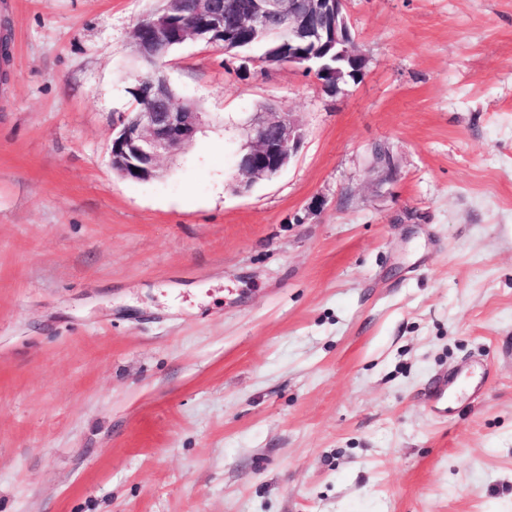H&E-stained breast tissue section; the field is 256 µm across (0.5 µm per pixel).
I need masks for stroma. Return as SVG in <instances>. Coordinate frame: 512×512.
Segmentation results:
<instances>
[{
	"instance_id": "stroma-1",
	"label": "stroma",
	"mask_w": 512,
	"mask_h": 512,
	"mask_svg": "<svg viewBox=\"0 0 512 512\" xmlns=\"http://www.w3.org/2000/svg\"><path fill=\"white\" fill-rule=\"evenodd\" d=\"M160 4L0 0V512H512V0H347L333 92L186 41L203 124L130 180ZM269 107L303 143L237 192Z\"/></svg>"
}]
</instances>
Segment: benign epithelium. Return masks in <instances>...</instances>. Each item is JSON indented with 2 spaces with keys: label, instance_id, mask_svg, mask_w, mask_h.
<instances>
[{
  "label": "benign epithelium",
  "instance_id": "1",
  "mask_svg": "<svg viewBox=\"0 0 512 512\" xmlns=\"http://www.w3.org/2000/svg\"><path fill=\"white\" fill-rule=\"evenodd\" d=\"M347 0H163L162 8L133 28L134 51L148 64L135 91L139 107L127 113L112 137V166L131 180L160 175V159L190 142L202 124V113L178 98L161 73V57L188 39L223 42L236 52L243 36L277 28L288 50L263 57L269 64L304 68L335 88L350 72L344 61L364 62L353 45L345 14ZM303 132L290 112H258L249 124V143L238 160L237 189L276 176L300 148Z\"/></svg>",
  "mask_w": 512,
  "mask_h": 512
}]
</instances>
